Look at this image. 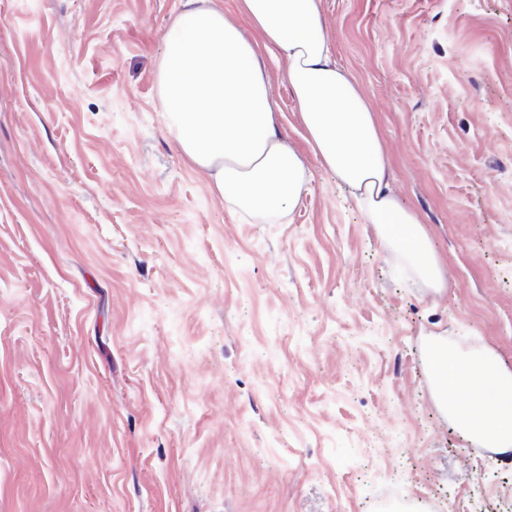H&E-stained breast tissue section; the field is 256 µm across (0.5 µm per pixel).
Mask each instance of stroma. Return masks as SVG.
<instances>
[{
	"label": "stroma",
	"mask_w": 512,
	"mask_h": 512,
	"mask_svg": "<svg viewBox=\"0 0 512 512\" xmlns=\"http://www.w3.org/2000/svg\"><path fill=\"white\" fill-rule=\"evenodd\" d=\"M179 0H0V512H500L512 458L437 405L428 339L512 370V0H323L417 280L312 153L231 212L168 131Z\"/></svg>",
	"instance_id": "stroma-1"
}]
</instances>
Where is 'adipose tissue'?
Wrapping results in <instances>:
<instances>
[{
  "instance_id": "1",
  "label": "adipose tissue",
  "mask_w": 512,
  "mask_h": 512,
  "mask_svg": "<svg viewBox=\"0 0 512 512\" xmlns=\"http://www.w3.org/2000/svg\"><path fill=\"white\" fill-rule=\"evenodd\" d=\"M181 0L158 68L167 125L182 154L232 211L285 219L311 174L280 130L267 58L285 80L305 138L385 247L403 253L427 287H446L417 213L404 209L384 162L375 113L355 76L336 59L322 0ZM247 27H240L237 16ZM433 394L463 433L512 455V371L490 353L449 351L432 337Z\"/></svg>"
}]
</instances>
